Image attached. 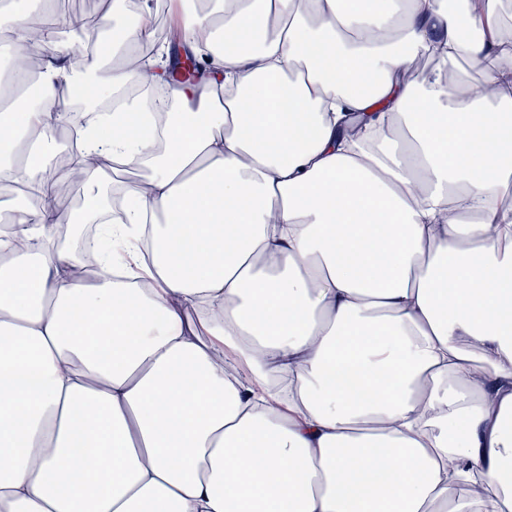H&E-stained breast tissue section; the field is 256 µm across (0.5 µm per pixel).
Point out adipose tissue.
Masks as SVG:
<instances>
[{
  "label": "adipose tissue",
  "instance_id": "1",
  "mask_svg": "<svg viewBox=\"0 0 512 512\" xmlns=\"http://www.w3.org/2000/svg\"><path fill=\"white\" fill-rule=\"evenodd\" d=\"M449 0H202L210 68L86 80L56 21L0 107V512H496L512 505V42ZM13 53L38 0L5 10ZM434 60L424 82L406 79ZM495 96L450 97L444 64ZM170 82L164 144L99 115L140 170L91 277L41 173L72 93ZM151 227V290L115 279ZM33 240L16 249L17 236Z\"/></svg>",
  "mask_w": 512,
  "mask_h": 512
}]
</instances>
